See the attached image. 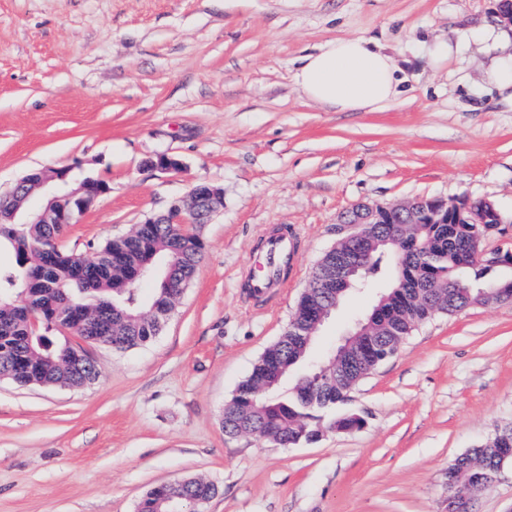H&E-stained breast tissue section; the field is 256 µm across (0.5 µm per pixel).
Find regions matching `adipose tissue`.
Returning <instances> with one entry per match:
<instances>
[{
	"label": "adipose tissue",
	"mask_w": 512,
	"mask_h": 512,
	"mask_svg": "<svg viewBox=\"0 0 512 512\" xmlns=\"http://www.w3.org/2000/svg\"><path fill=\"white\" fill-rule=\"evenodd\" d=\"M311 100L339 112H371L399 94L391 58L365 38H338L305 57L295 74Z\"/></svg>",
	"instance_id": "1"
}]
</instances>
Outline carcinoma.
<instances>
[{
	"label": "carcinoma",
	"instance_id": "obj_1",
	"mask_svg": "<svg viewBox=\"0 0 512 512\" xmlns=\"http://www.w3.org/2000/svg\"><path fill=\"white\" fill-rule=\"evenodd\" d=\"M67 228L66 224L0 223V247L14 253L13 263L0 264V375L23 367L15 374L21 386L69 379L87 385L97 380L95 369L75 374L85 349L55 338L63 329L86 336L85 325L77 321L80 314L107 317L108 330L99 337L106 346L116 338L118 350L124 351L152 340L151 307L158 302L174 304L180 284L192 280L204 249L202 241L184 232L180 224H139L125 237L76 252L59 245ZM392 228L377 225L379 247L367 261L366 286L386 276L389 287L370 311L369 329L351 343L369 366L397 348L407 335L408 322L421 319L397 290L396 253L403 256L404 277L410 286L431 294L437 312L447 315L489 303V286L498 277V271L476 263L472 224H418L413 234L396 241ZM159 263L161 273L155 277L152 295L145 298L141 293L145 279L139 274ZM332 305L321 299L319 289L311 288L300 297L296 312L317 314ZM311 346L302 336H280L238 385L241 397L224 406V425L231 429L248 415L265 434L297 444L317 442L321 415L346 401L357 381L336 382L329 377L326 361L318 367L325 382L302 375L286 394L280 392L279 383L268 393L258 391L268 368L281 364L282 378H287L308 361ZM505 458L512 460V424L498 428L454 460L448 467L449 494L463 497L470 486L495 475Z\"/></svg>",
	"mask_w": 512,
	"mask_h": 512
}]
</instances>
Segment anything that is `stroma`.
I'll use <instances>...</instances> for the list:
<instances>
[{"mask_svg":"<svg viewBox=\"0 0 512 512\" xmlns=\"http://www.w3.org/2000/svg\"><path fill=\"white\" fill-rule=\"evenodd\" d=\"M498 0H0V195L43 167L109 190L61 244L129 234L205 181L221 203L187 225L204 245L152 341L85 349L80 387L0 379V512H137L153 487L213 483L201 512H445L448 466L512 422V302L420 324L350 393L364 424L283 447L229 437L238 384L287 326L310 275L361 201H493L512 216V92L491 83L512 54ZM365 37L402 93L337 112L295 81L303 57ZM453 55L435 61V43ZM178 158L176 172L147 168ZM285 226L299 260L266 305L242 272ZM350 294L316 337L322 358L369 312ZM470 512H512V465Z\"/></svg>","mask_w":512,"mask_h":512,"instance_id":"obj_1","label":"stroma"}]
</instances>
